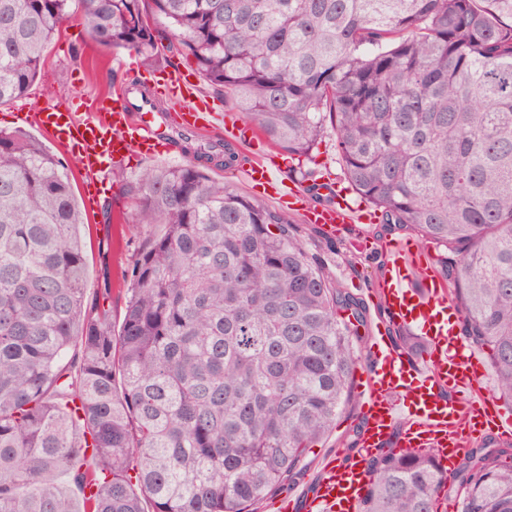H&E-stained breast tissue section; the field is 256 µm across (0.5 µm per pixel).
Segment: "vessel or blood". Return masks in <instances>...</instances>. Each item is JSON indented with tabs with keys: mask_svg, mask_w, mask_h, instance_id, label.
Segmentation results:
<instances>
[{
	"mask_svg": "<svg viewBox=\"0 0 512 512\" xmlns=\"http://www.w3.org/2000/svg\"><path fill=\"white\" fill-rule=\"evenodd\" d=\"M167 112L189 134L220 127L230 141L250 144L256 138L250 125L218 112L214 101L200 94L195 76L178 67L154 72L138 90L123 85L110 105L85 118L56 105L22 113L21 118L62 144L78 168L104 191L108 184L101 176L108 166L133 152L144 157L159 154ZM245 174L253 187L283 206L302 205L307 223L332 230L352 221L344 201L332 208L304 205V191L287 189L263 162H251ZM384 256L386 274L376 293L389 322L414 327L426 336L427 359L422 362L402 353L385 331L373 336V358L360 390L361 450L344 463L327 462L310 491L280 499L278 512H358L367 487L366 460L383 446L431 448L445 469H454L461 450L481 439L478 419L483 414L501 439H512V413L498 407L481 387L484 364L460 332L461 315L446 284L430 271L419 287L406 285L410 269L423 265V249L395 242L385 246Z\"/></svg>",
	"mask_w": 512,
	"mask_h": 512,
	"instance_id": "1",
	"label": "vessel or blood"
}]
</instances>
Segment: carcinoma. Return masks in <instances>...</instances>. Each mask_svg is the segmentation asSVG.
<instances>
[{"instance_id":"1","label":"carcinoma","mask_w":512,"mask_h":512,"mask_svg":"<svg viewBox=\"0 0 512 512\" xmlns=\"http://www.w3.org/2000/svg\"><path fill=\"white\" fill-rule=\"evenodd\" d=\"M78 16L152 64L162 40L295 159L335 140L386 224L442 250L465 338L512 402V0H0V106ZM227 143L128 178L148 234L86 296L67 167L0 130V512H258L336 428L365 309L288 216L208 178ZM359 512H512V445L465 448L457 488L430 448H379Z\"/></svg>"}]
</instances>
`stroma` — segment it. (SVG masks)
Segmentation results:
<instances>
[{
  "instance_id": "stroma-1",
  "label": "stroma",
  "mask_w": 512,
  "mask_h": 512,
  "mask_svg": "<svg viewBox=\"0 0 512 512\" xmlns=\"http://www.w3.org/2000/svg\"><path fill=\"white\" fill-rule=\"evenodd\" d=\"M145 71L134 51H109L100 47L79 19H71L49 45L47 62L28 93L20 100L0 106V129L22 130L40 139L50 153L69 165L75 195L83 197L85 178L78 167L73 166L68 151L35 127L17 120L16 114L24 106L38 108L68 99L72 102V111L82 115L94 107L97 98L111 96L115 88L124 85L126 80L143 77ZM265 152L273 156L290 184L305 191L310 205L331 204L332 198L323 191V183L331 182L346 189L347 182L332 137L323 138L312 159L302 163L287 159L283 151L270 146ZM85 216L81 237L87 255V291L95 293L102 276H110L112 310L121 312L129 296L127 269L147 230L129 219L107 221L99 203L86 210ZM289 217L308 254L332 274L341 288L363 301L368 309L366 324L359 329L360 356L368 358V339L375 334L379 321V311L374 302L369 301L368 292L382 277L381 249L388 243L411 239V232L386 228L377 218L370 223L348 224L330 233L318 225L306 223L299 212H290ZM359 407V401L355 400L343 409L335 429L302 461L300 476L288 485L289 495L311 488L325 460H344L361 433L357 419Z\"/></svg>"
}]
</instances>
